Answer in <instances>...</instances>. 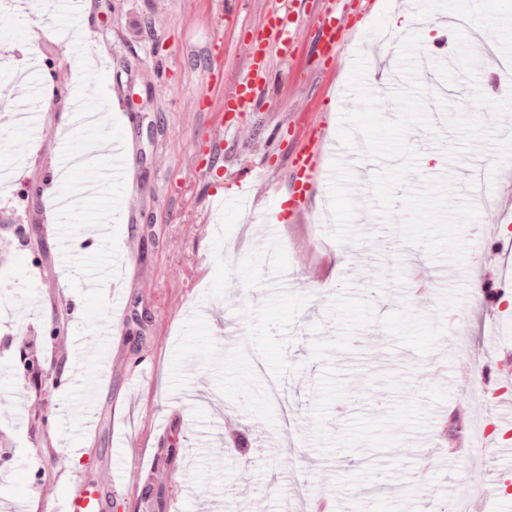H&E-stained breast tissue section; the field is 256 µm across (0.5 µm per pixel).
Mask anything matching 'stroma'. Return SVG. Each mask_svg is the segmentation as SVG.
Listing matches in <instances>:
<instances>
[{"label": "stroma", "mask_w": 512, "mask_h": 512, "mask_svg": "<svg viewBox=\"0 0 512 512\" xmlns=\"http://www.w3.org/2000/svg\"><path fill=\"white\" fill-rule=\"evenodd\" d=\"M287 0H84L78 23L53 13L42 28L22 20L24 0L0 5V54L24 65L30 54L46 62L48 100L39 129L12 118L19 106L10 75L0 74V169L15 167L18 183L0 189V512H38L66 483L92 476L109 486L111 512H295L315 499L329 512H412L414 502L438 512L457 482L475 485L470 433L464 453L421 476L429 443L447 447L450 421L492 423L490 396L473 391L467 375L480 362L496 317L512 318V289L475 301V282L502 271L498 247L512 225V84L497 83L491 67L475 68L470 48L438 32L436 15L467 11L472 28L512 47V27L487 29V12L512 14V0H432L431 16L415 26L429 74L445 90L427 98L432 116L448 115V153L414 130L418 177L446 173L454 198L469 197V169L486 170L498 200L479 204L464 231L463 263L429 258L399 232L405 215L383 220L359 210L357 240L340 243L323 218L328 187H314L304 213H289L292 158L309 139L338 138L339 115L355 110L348 84L352 53L368 60L366 85L383 114L395 106L383 84L398 74L400 31L392 13L346 0V29L334 57L321 50L320 0H305L297 41L272 50V78L260 84L249 112H224L226 86L244 69L247 46L282 15ZM222 42L220 62L209 47ZM100 62L110 114L125 111L130 144L128 176L117 219L126 261L125 320L108 337L82 333L83 304L70 284L72 267L55 249L58 219L49 168L62 160L56 140L74 130L70 90L80 82L79 53ZM237 133L225 134L224 122ZM256 189L246 206L214 211L213 196H233L236 180ZM29 227L15 235V225ZM350 293L386 314L401 306L439 323L454 321L465 344L453 355L434 347L418 355L379 324L359 331L353 349L329 363L311 360V326L336 334L332 298ZM54 322L86 347H108L105 367L78 362L67 340L45 337ZM44 363L40 379L24 376L25 354ZM344 379V396L325 428L340 434L357 414H380L396 399L394 375L411 396L458 377L455 403L426 427L400 428L403 443L323 454L314 442L316 381L326 365ZM146 368L137 391L128 381ZM96 394L97 426L82 432L74 413ZM78 445L79 454L65 452ZM137 468L123 471L127 456Z\"/></svg>", "instance_id": "obj_1"}]
</instances>
